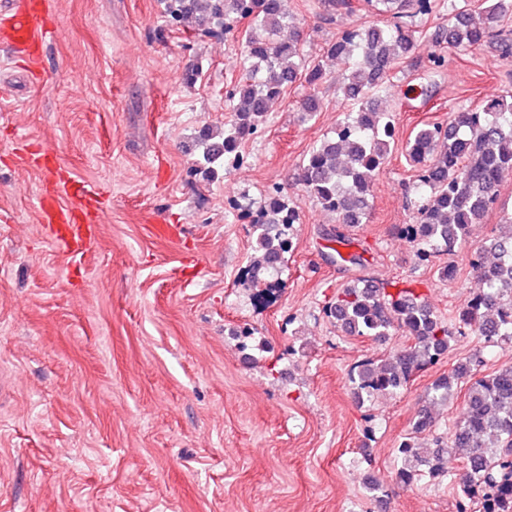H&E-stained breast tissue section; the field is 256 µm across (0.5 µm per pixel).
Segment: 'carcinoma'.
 I'll return each instance as SVG.
<instances>
[{
	"mask_svg": "<svg viewBox=\"0 0 512 512\" xmlns=\"http://www.w3.org/2000/svg\"><path fill=\"white\" fill-rule=\"evenodd\" d=\"M365 2L373 10L391 13L393 22L350 28L326 44V56L349 65L341 91L351 110L300 166L305 192L348 226L367 222L373 182L395 145L394 115L381 107L379 92L413 50L422 35L420 24L440 9L437 0ZM165 7L170 17L193 16L211 33H227L234 24L247 21L242 41L248 66L225 95L231 120L219 138L208 127L200 131V172L206 176L215 175L214 165L222 159L241 162L243 145L258 132L288 85L302 79L316 88L325 80L322 67L307 60L285 0H165ZM452 9L451 25L431 37L435 49L428 53L429 76L440 74L445 66L437 49L443 41L461 50L493 41L501 57H512V36L496 34L491 26L495 18L512 12V0H492L478 10L465 2ZM405 152L415 171L419 206L415 222L395 225L394 234L412 244L417 260L428 265L441 252L454 254L469 227L482 223L497 203L502 174L512 170V92L503 90L482 106L458 109L445 126L415 127ZM230 208L251 224L259 253L243 271L241 282L262 292L277 288L273 272L295 248L291 230L299 223L300 212L278 187L254 209H242L236 202ZM502 226V234L470 253L469 263L480 273L479 287L456 316L459 334L468 330L488 343L512 337V216H503ZM323 314L353 335L381 340L397 328L411 340L396 353L366 358L352 367L351 382L361 397L403 390L414 374L447 354L450 345L448 325L423 295L409 288L391 292L364 277L341 288ZM481 364L482 356L474 353L453 376L434 382L433 400L444 402L459 379L469 378L462 416L449 434L433 436L426 453L413 436L400 441L397 454L402 465L392 483H369L370 492L381 494L378 503L419 480L422 473L409 465L411 460L425 463L434 477L444 473L445 454L460 450L465 464L460 473L449 475L458 488V512H468L475 503L480 512H512V364L488 375L480 374ZM433 427L431 411L421 410L414 433H430Z\"/></svg>",
	"mask_w": 512,
	"mask_h": 512,
	"instance_id": "cac0c4a2",
	"label": "carcinoma"
}]
</instances>
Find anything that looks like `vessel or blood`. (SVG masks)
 <instances>
[{"label":"vessel or blood","instance_id":"obj_1","mask_svg":"<svg viewBox=\"0 0 512 512\" xmlns=\"http://www.w3.org/2000/svg\"><path fill=\"white\" fill-rule=\"evenodd\" d=\"M47 16L45 0H0V44L26 53L29 61H39L41 49L55 36ZM26 163L44 175L46 189L37 208L47 235L66 254L77 257L90 252L104 208L101 190L73 181L49 148L30 151ZM64 195L69 198L65 204L60 201Z\"/></svg>","mask_w":512,"mask_h":512}]
</instances>
